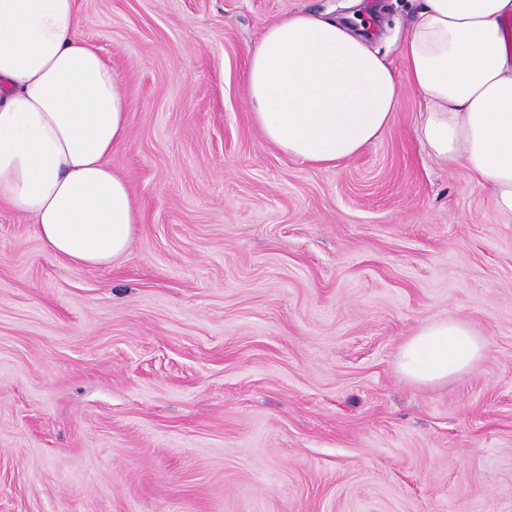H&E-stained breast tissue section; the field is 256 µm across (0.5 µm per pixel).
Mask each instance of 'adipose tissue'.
<instances>
[{"mask_svg":"<svg viewBox=\"0 0 512 512\" xmlns=\"http://www.w3.org/2000/svg\"><path fill=\"white\" fill-rule=\"evenodd\" d=\"M80 26L75 0H0V204L32 217L55 257L104 267L126 252L139 222L111 164L130 104ZM403 56L424 101L420 146L464 166L512 220V0H423ZM245 75L265 137L318 167L378 139L401 96L353 13L283 16L250 50ZM485 350L463 321L438 319L401 345L398 366L435 384L475 368Z\"/></svg>","mask_w":512,"mask_h":512,"instance_id":"obj_1","label":"adipose tissue"}]
</instances>
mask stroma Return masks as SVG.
<instances>
[{
    "label": "stroma",
    "instance_id": "35a3bbf8",
    "mask_svg": "<svg viewBox=\"0 0 512 512\" xmlns=\"http://www.w3.org/2000/svg\"><path fill=\"white\" fill-rule=\"evenodd\" d=\"M401 97L355 157L316 167L252 118L249 49L347 0H75L122 82L112 155L140 214L125 255L75 268L0 207V512H512V223L415 134ZM454 318L470 372L396 356ZM485 350L484 339L463 321L438 319L401 345L398 366L413 381L435 384L475 368Z\"/></svg>",
    "mask_w": 512,
    "mask_h": 512
}]
</instances>
